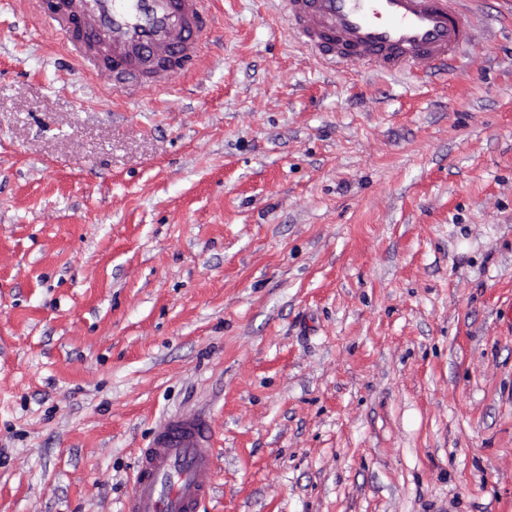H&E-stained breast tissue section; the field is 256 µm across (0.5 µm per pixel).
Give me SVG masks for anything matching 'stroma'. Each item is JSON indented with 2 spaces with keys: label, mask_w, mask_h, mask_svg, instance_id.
Returning <instances> with one entry per match:
<instances>
[{
  "label": "stroma",
  "mask_w": 512,
  "mask_h": 512,
  "mask_svg": "<svg viewBox=\"0 0 512 512\" xmlns=\"http://www.w3.org/2000/svg\"><path fill=\"white\" fill-rule=\"evenodd\" d=\"M457 4L435 78L216 0L123 97L0 0V512H122L193 415L202 512H512V0Z\"/></svg>",
  "instance_id": "obj_1"
}]
</instances>
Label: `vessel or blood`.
<instances>
[{"instance_id": "obj_1", "label": "vessel or blood", "mask_w": 512, "mask_h": 512, "mask_svg": "<svg viewBox=\"0 0 512 512\" xmlns=\"http://www.w3.org/2000/svg\"><path fill=\"white\" fill-rule=\"evenodd\" d=\"M299 43L324 62L354 60L389 72L420 62L433 74L451 69L470 43L467 18L454 0H279ZM46 20L66 36L73 63L91 76L109 72L119 93L166 83L194 71L212 14L211 0H37ZM206 418L171 419L137 462L123 512H199L209 495L200 478L212 461Z\"/></svg>"}]
</instances>
